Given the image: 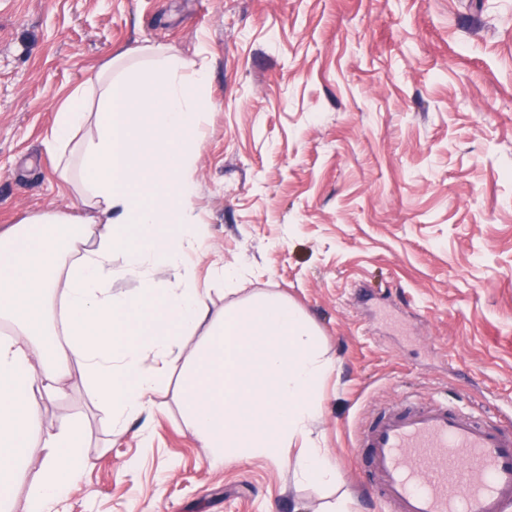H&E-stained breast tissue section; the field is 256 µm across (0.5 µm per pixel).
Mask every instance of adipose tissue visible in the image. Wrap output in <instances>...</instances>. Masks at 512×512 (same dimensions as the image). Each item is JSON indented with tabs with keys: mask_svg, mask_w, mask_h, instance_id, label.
Wrapping results in <instances>:
<instances>
[{
	"mask_svg": "<svg viewBox=\"0 0 512 512\" xmlns=\"http://www.w3.org/2000/svg\"><path fill=\"white\" fill-rule=\"evenodd\" d=\"M209 79L207 63L143 45L56 111L46 147L88 216L58 209L0 231V512H52L79 480L82 425L66 419L43 433L37 424L72 370L121 433L148 414L184 336L198 337L199 352L182 411L215 458L291 462L317 488L339 481L312 436L333 368L317 332L280 299L210 318L189 268L209 238L192 213L195 141L214 107ZM168 270L174 282L160 280ZM126 277L137 291L113 293ZM36 445L44 458L20 505L14 489Z\"/></svg>",
	"mask_w": 512,
	"mask_h": 512,
	"instance_id": "ef3b65f1",
	"label": "adipose tissue"
}]
</instances>
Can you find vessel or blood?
Segmentation results:
<instances>
[{
	"label": "vessel or blood",
	"instance_id": "b4317fda",
	"mask_svg": "<svg viewBox=\"0 0 512 512\" xmlns=\"http://www.w3.org/2000/svg\"><path fill=\"white\" fill-rule=\"evenodd\" d=\"M357 474L389 512H512V427L404 395L360 426Z\"/></svg>",
	"mask_w": 512,
	"mask_h": 512
}]
</instances>
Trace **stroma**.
Listing matches in <instances>:
<instances>
[{
    "instance_id": "1",
    "label": "stroma",
    "mask_w": 512,
    "mask_h": 512,
    "mask_svg": "<svg viewBox=\"0 0 512 512\" xmlns=\"http://www.w3.org/2000/svg\"><path fill=\"white\" fill-rule=\"evenodd\" d=\"M140 45L210 66L193 273L211 317L279 296L313 323L333 362L313 436L341 482L215 460L181 410L187 336L148 439L111 432L80 377L42 403V429L85 426L59 512H330L341 493L383 512L349 454L374 409L410 392L512 416V0H0V229L71 205L56 110Z\"/></svg>"
}]
</instances>
